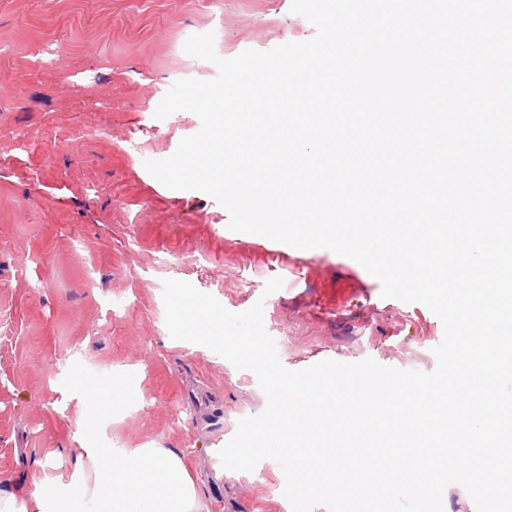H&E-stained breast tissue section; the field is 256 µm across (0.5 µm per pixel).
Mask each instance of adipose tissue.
I'll return each instance as SVG.
<instances>
[{
    "label": "adipose tissue",
    "instance_id": "adipose-tissue-1",
    "mask_svg": "<svg viewBox=\"0 0 512 512\" xmlns=\"http://www.w3.org/2000/svg\"><path fill=\"white\" fill-rule=\"evenodd\" d=\"M110 411L107 396L87 401L79 427L84 442L69 453L76 479L68 485L59 512H198L196 484L182 454L153 445L99 444L97 429ZM46 494L41 483L28 490L0 471V512H29L41 507Z\"/></svg>",
    "mask_w": 512,
    "mask_h": 512
}]
</instances>
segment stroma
I'll return each instance as SVG.
<instances>
[{
	"label": "stroma",
	"instance_id": "35a3bbf8",
	"mask_svg": "<svg viewBox=\"0 0 512 512\" xmlns=\"http://www.w3.org/2000/svg\"><path fill=\"white\" fill-rule=\"evenodd\" d=\"M291 0H0V468L18 483L67 484L88 392L135 385L103 446L178 449L199 512H292L272 460L224 469L219 450L241 418L263 412L256 375L209 348L172 339L163 281L192 283L233 312L264 304L281 363L299 370L371 358L407 371L436 367L440 319L381 296L356 261L228 229L227 211L145 168L199 131L193 113L155 111L178 80H210L186 39L215 50L312 38ZM350 273L366 295L316 314L319 272ZM282 288L265 294L266 282Z\"/></svg>",
	"mask_w": 512,
	"mask_h": 512
}]
</instances>
